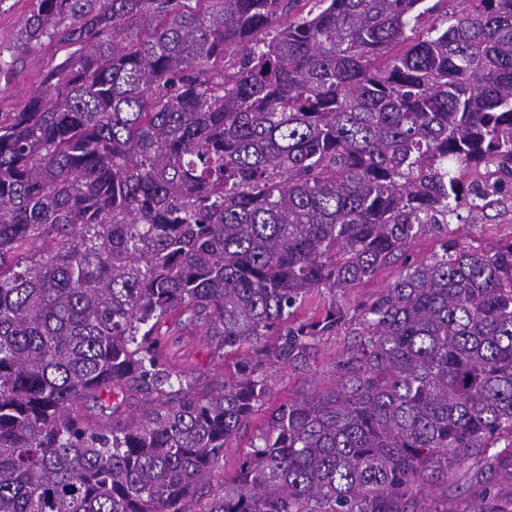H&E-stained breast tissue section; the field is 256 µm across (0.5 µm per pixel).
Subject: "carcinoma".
Returning a JSON list of instances; mask_svg holds the SVG:
<instances>
[{
	"instance_id": "obj_1",
	"label": "carcinoma",
	"mask_w": 512,
	"mask_h": 512,
	"mask_svg": "<svg viewBox=\"0 0 512 512\" xmlns=\"http://www.w3.org/2000/svg\"><path fill=\"white\" fill-rule=\"evenodd\" d=\"M33 2L16 49L72 51L0 112V512H512V238H448L512 199V0ZM170 324L235 372L201 389ZM399 272L400 267L398 265L385 268L367 284L350 291L347 295V302L354 306L361 300L367 299L369 296L377 293L382 288H385L398 276ZM340 350L341 345L336 343V338H331L320 344L317 362L310 371L297 373L288 368H273L270 382L272 400L265 408L275 405L282 399L312 393L331 385L334 380V365ZM264 414V409L262 408L261 411L259 410L249 421H247L246 425L242 427L239 437L233 441L232 447L224 449V459L220 460L217 465L214 473L216 476L211 480V487L206 486L203 489V493H205L204 498L202 499L203 503L204 500L215 493V490L217 486L220 485L224 475L229 478L234 474L238 453L241 449L240 447L245 446L253 434L256 433L257 428L264 423Z\"/></svg>"
}]
</instances>
